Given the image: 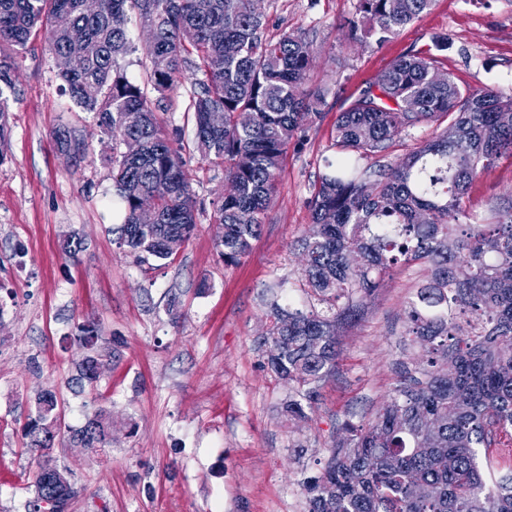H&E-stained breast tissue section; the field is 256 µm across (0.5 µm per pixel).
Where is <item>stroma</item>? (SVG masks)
Masks as SVG:
<instances>
[{
  "instance_id": "1",
  "label": "stroma",
  "mask_w": 512,
  "mask_h": 512,
  "mask_svg": "<svg viewBox=\"0 0 512 512\" xmlns=\"http://www.w3.org/2000/svg\"><path fill=\"white\" fill-rule=\"evenodd\" d=\"M358 0H266V34L301 30L314 40L308 90H321V116L300 145L289 146L279 189L258 237L238 263L217 248L212 201L227 186L224 167L199 156L187 111L194 71L171 90L149 89L145 32L129 30L135 52L120 58L130 81L145 86L177 143L196 201L197 229L170 260L140 259L119 247L124 205L112 181V140L92 113L61 89L44 33L25 48L0 47L11 82L0 87L11 133L0 159V512H25L36 468L24 424L36 391L61 389L65 422L81 427L97 408L110 411L112 440L94 451L63 442L53 455L80 491L71 512H303L301 483L316 475L346 424L369 425L397 384L396 364L421 358L404 334L405 305L417 267L384 274L358 315L336 327V366L302 421L288 420V385L264 366L259 343L273 306L304 309L300 241L311 228L313 186L336 158V118L396 58L435 51L464 89L512 93V0H435L382 46L349 36ZM74 129L86 151L62 155L56 129ZM512 201V156L468 189L469 211L486 215ZM83 237L76 256L67 235ZM95 323L112 352L96 392L73 393L86 351L79 324Z\"/></svg>"
}]
</instances>
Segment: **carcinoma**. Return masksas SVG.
Segmentation results:
<instances>
[{
    "instance_id": "cac0c4a2",
    "label": "carcinoma",
    "mask_w": 512,
    "mask_h": 512,
    "mask_svg": "<svg viewBox=\"0 0 512 512\" xmlns=\"http://www.w3.org/2000/svg\"><path fill=\"white\" fill-rule=\"evenodd\" d=\"M434 0H359V40L380 45L431 9ZM136 15L151 33L143 51L158 91L183 75L186 55L198 62L187 111L194 145L224 164L234 190L213 203L217 246L227 264L239 262L260 232L278 188L288 144L319 116L304 90L314 40L286 32L265 37L254 0H0V43L24 47L45 31L50 50L67 62L59 77L71 100L95 114L115 144L112 180L124 203L120 243L138 257L170 258L196 229L195 201L185 162L173 147L177 132L158 119L144 89L121 73L119 58L133 50L128 23ZM434 54L396 59L375 88L339 112L336 162L314 185L312 229L303 240L304 277L325 309L273 308L264 337L267 367L288 381L283 403L290 419L305 406L336 363V322L355 317L375 278L397 266H423L405 308L406 335L426 353L422 364L398 363L394 395L366 430L330 449L318 476L304 483L305 512H512V468L492 483L478 449L493 430L512 431V204L478 218L464 206L472 182L503 153L512 154V94L464 91L451 74L433 80ZM224 124L210 125L212 113ZM250 115L243 123L240 116ZM448 119L432 140L392 163L362 167L385 154L395 138L421 122ZM9 113L0 101V158L8 148ZM128 139L138 154L125 150ZM58 148L79 145L69 128L54 133ZM153 202L155 224H140L142 201ZM77 341L87 349L72 386L98 387L110 352L88 324ZM58 389L35 397L26 427L37 460L35 496L27 512H68L79 490L51 454L62 431ZM83 448L110 443L112 422L100 410L67 429Z\"/></svg>"
}]
</instances>
